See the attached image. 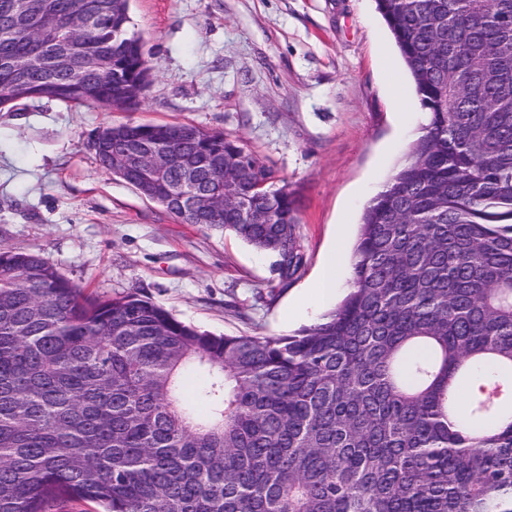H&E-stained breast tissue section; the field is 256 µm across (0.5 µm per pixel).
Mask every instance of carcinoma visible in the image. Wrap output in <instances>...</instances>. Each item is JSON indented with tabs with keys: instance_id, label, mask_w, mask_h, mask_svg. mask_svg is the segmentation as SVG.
Instances as JSON below:
<instances>
[{
	"instance_id": "obj_1",
	"label": "carcinoma",
	"mask_w": 512,
	"mask_h": 512,
	"mask_svg": "<svg viewBox=\"0 0 512 512\" xmlns=\"http://www.w3.org/2000/svg\"><path fill=\"white\" fill-rule=\"evenodd\" d=\"M0 0V111L133 110L150 83L128 0ZM428 115L365 208L349 293L292 336H215L138 292L82 295L0 248V512H512V0H376ZM59 57L76 67L57 65ZM119 123L130 182L171 134L231 233L303 264L297 200L242 140ZM178 221L176 196L148 197ZM203 385L192 398L185 378Z\"/></svg>"
}]
</instances>
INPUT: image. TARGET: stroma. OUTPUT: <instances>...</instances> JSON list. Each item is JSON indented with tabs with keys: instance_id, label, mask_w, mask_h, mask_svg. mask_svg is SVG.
<instances>
[{
	"instance_id": "stroma-1",
	"label": "stroma",
	"mask_w": 512,
	"mask_h": 512,
	"mask_svg": "<svg viewBox=\"0 0 512 512\" xmlns=\"http://www.w3.org/2000/svg\"><path fill=\"white\" fill-rule=\"evenodd\" d=\"M129 13L153 68L136 110L44 100L0 112V248L39 254L85 294L135 291L217 335L316 323L320 311L296 303L427 122L375 0H129ZM129 120L242 138L297 196V274L103 169L93 135Z\"/></svg>"
}]
</instances>
